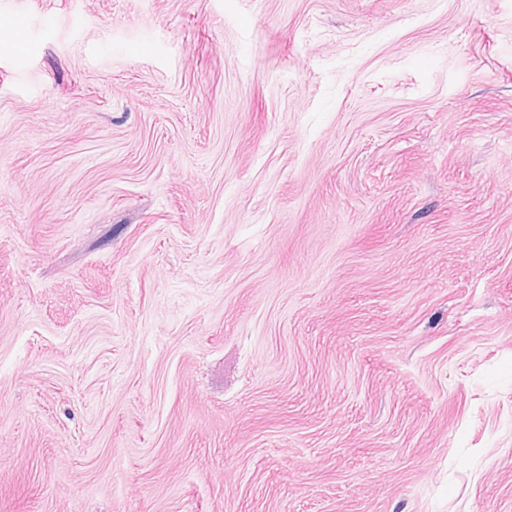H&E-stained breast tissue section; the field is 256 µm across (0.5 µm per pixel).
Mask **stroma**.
Returning <instances> with one entry per match:
<instances>
[{
  "label": "stroma",
  "instance_id": "1",
  "mask_svg": "<svg viewBox=\"0 0 512 512\" xmlns=\"http://www.w3.org/2000/svg\"><path fill=\"white\" fill-rule=\"evenodd\" d=\"M0 512H512V0H0Z\"/></svg>",
  "mask_w": 512,
  "mask_h": 512
}]
</instances>
